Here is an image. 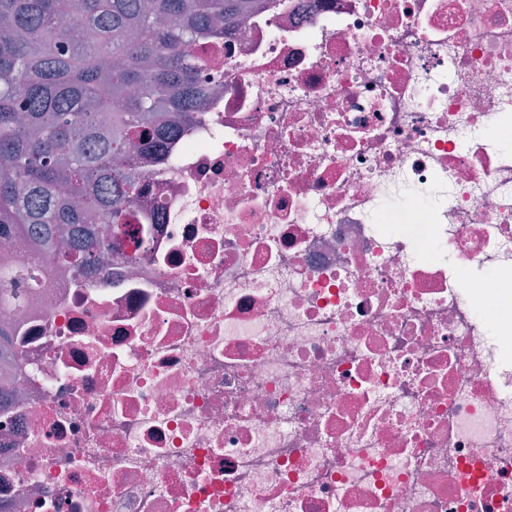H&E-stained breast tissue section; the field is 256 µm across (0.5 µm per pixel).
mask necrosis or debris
Listing matches in <instances>:
<instances>
[{
    "label": "necrosis or debris",
    "mask_w": 512,
    "mask_h": 512,
    "mask_svg": "<svg viewBox=\"0 0 512 512\" xmlns=\"http://www.w3.org/2000/svg\"><path fill=\"white\" fill-rule=\"evenodd\" d=\"M84 286L0 242V512H512V0H249Z\"/></svg>",
    "instance_id": "necrosis-or-debris-1"
}]
</instances>
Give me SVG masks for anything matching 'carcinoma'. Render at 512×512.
<instances>
[{
    "label": "carcinoma",
    "instance_id": "1",
    "mask_svg": "<svg viewBox=\"0 0 512 512\" xmlns=\"http://www.w3.org/2000/svg\"><path fill=\"white\" fill-rule=\"evenodd\" d=\"M244 0H0V239L39 249L69 239L84 273L102 248L76 224L126 234L139 185L118 176L124 143L160 147L169 112L188 116L208 87L186 51ZM95 35L85 41L78 33Z\"/></svg>",
    "mask_w": 512,
    "mask_h": 512
}]
</instances>
